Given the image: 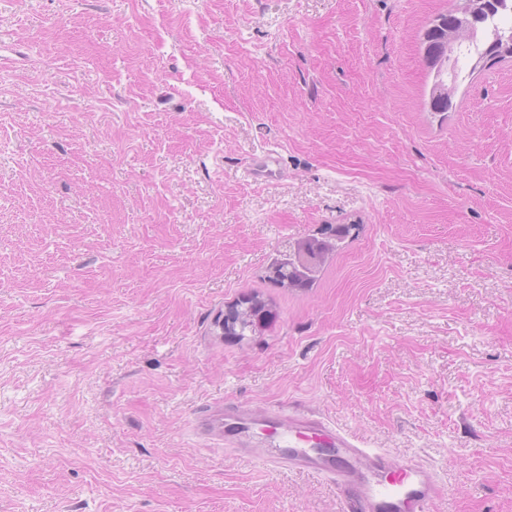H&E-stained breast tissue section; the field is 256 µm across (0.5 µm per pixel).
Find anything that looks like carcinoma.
<instances>
[{"label":"carcinoma","instance_id":"carcinoma-1","mask_svg":"<svg viewBox=\"0 0 512 512\" xmlns=\"http://www.w3.org/2000/svg\"><path fill=\"white\" fill-rule=\"evenodd\" d=\"M489 12L476 19L470 33L453 43H448V34L454 30L457 14L448 13L432 20L424 34L425 61L431 73L433 84L430 92V107L435 112H446L453 106V96L459 84L478 68L512 57V48L505 49L500 43H491L499 34H512V0H490ZM472 46L474 50L463 53L462 47ZM268 278L283 288H306L312 277L300 276L288 265L277 259L269 267ZM251 314L244 311L240 303L228 307L224 328L233 336H244L251 331Z\"/></svg>","mask_w":512,"mask_h":512}]
</instances>
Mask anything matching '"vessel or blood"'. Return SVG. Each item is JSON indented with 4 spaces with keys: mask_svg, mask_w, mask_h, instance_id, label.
I'll return each mask as SVG.
<instances>
[{
    "mask_svg": "<svg viewBox=\"0 0 512 512\" xmlns=\"http://www.w3.org/2000/svg\"><path fill=\"white\" fill-rule=\"evenodd\" d=\"M245 174L273 179L276 160L270 155L252 160ZM252 426L271 432L270 447L254 450L238 443V435ZM197 427L209 440L248 460L328 478L342 497L344 512H433L447 493L436 472L420 459L391 458L312 415L228 401L205 408Z\"/></svg>",
    "mask_w": 512,
    "mask_h": 512,
    "instance_id": "vessel-or-blood-1",
    "label": "vessel or blood"
}]
</instances>
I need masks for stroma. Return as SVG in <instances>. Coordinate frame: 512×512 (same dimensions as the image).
<instances>
[{
    "label": "stroma",
    "instance_id": "obj_1",
    "mask_svg": "<svg viewBox=\"0 0 512 512\" xmlns=\"http://www.w3.org/2000/svg\"><path fill=\"white\" fill-rule=\"evenodd\" d=\"M461 2L0 0V512H342L198 435L227 400L512 512V58L430 111ZM326 224L311 287L268 280ZM277 173L276 160L272 155L252 160L245 170L246 177L254 180H271ZM251 314L244 311V307L240 301L228 307L227 317L224 312V331L227 329L231 332V336H246V332H252Z\"/></svg>",
    "mask_w": 512,
    "mask_h": 512
}]
</instances>
